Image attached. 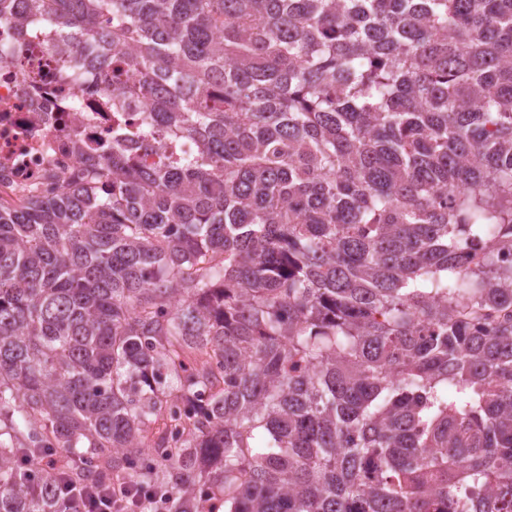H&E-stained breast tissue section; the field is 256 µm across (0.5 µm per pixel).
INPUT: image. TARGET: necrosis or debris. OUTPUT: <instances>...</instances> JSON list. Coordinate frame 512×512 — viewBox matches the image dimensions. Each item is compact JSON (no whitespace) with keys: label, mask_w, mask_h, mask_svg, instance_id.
Instances as JSON below:
<instances>
[{"label":"necrosis or debris","mask_w":512,"mask_h":512,"mask_svg":"<svg viewBox=\"0 0 512 512\" xmlns=\"http://www.w3.org/2000/svg\"><path fill=\"white\" fill-rule=\"evenodd\" d=\"M16 62L0 67V198L53 196L71 186L86 157L77 142L112 141V75L78 70L55 82V39L23 41L14 22L0 23V44Z\"/></svg>","instance_id":"1"}]
</instances>
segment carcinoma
<instances>
[{"mask_svg":"<svg viewBox=\"0 0 512 512\" xmlns=\"http://www.w3.org/2000/svg\"><path fill=\"white\" fill-rule=\"evenodd\" d=\"M24 2L113 132L0 200V512H512V0Z\"/></svg>","mask_w":512,"mask_h":512,"instance_id":"1","label":"carcinoma"}]
</instances>
